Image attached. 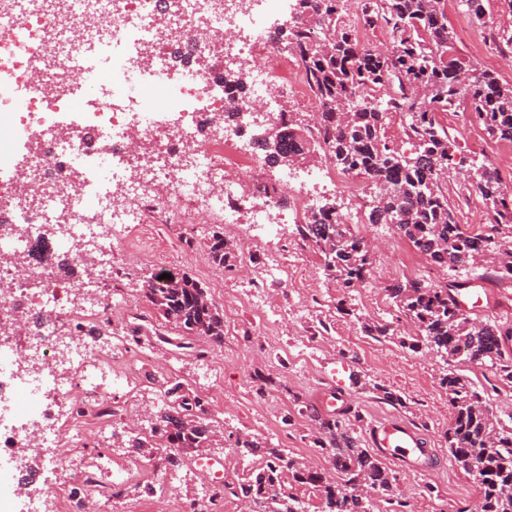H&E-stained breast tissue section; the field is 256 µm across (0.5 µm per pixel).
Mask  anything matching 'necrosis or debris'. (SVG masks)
Instances as JSON below:
<instances>
[{
	"label": "necrosis or debris",
	"mask_w": 512,
	"mask_h": 512,
	"mask_svg": "<svg viewBox=\"0 0 512 512\" xmlns=\"http://www.w3.org/2000/svg\"><path fill=\"white\" fill-rule=\"evenodd\" d=\"M0 0V141L37 135L25 153L43 192L31 196L18 174L0 177V301L37 318L35 328L0 336V467L14 468L34 447H81L83 423L59 425L76 404L98 405L130 383L114 357L123 341L100 349L84 335L86 316L112 310L108 297L114 243L145 223L151 197L165 191L172 208L223 211L229 233L246 225L273 244L282 222L320 199L302 181L333 178L361 208L375 204L367 175L318 169L282 171V195L264 194L250 175L264 166L255 106L275 114L283 96L308 112L321 103L293 53L265 24L282 0ZM83 42L65 65L45 52L50 31ZM37 396L27 412L20 394ZM61 481L100 492L137 479L143 466L101 458L93 469L61 466Z\"/></svg>",
	"instance_id": "1"
}]
</instances>
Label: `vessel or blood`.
Masks as SVG:
<instances>
[{"label": "vessel or blood", "mask_w": 512, "mask_h": 512, "mask_svg": "<svg viewBox=\"0 0 512 512\" xmlns=\"http://www.w3.org/2000/svg\"><path fill=\"white\" fill-rule=\"evenodd\" d=\"M368 445L403 467L413 470L432 467L430 453L421 435L401 419L391 417L373 425L368 435Z\"/></svg>", "instance_id": "b4317fda"}]
</instances>
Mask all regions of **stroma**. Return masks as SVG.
<instances>
[{"label": "stroma", "mask_w": 512, "mask_h": 512, "mask_svg": "<svg viewBox=\"0 0 512 512\" xmlns=\"http://www.w3.org/2000/svg\"><path fill=\"white\" fill-rule=\"evenodd\" d=\"M486 16L476 21L460 0H443L448 29L454 38L449 50L471 64L495 72L499 80L512 84V55L492 58L479 39L485 27L512 30V0H484ZM437 119L447 128L458 164L447 179L448 200L456 207L462 223L479 229L487 222L479 200L467 189L461 173L471 159L492 160L504 187L512 190V158L496 154L497 141L481 126L465 122L459 113L441 112ZM211 221L201 230L183 224H144L129 241L116 243L112 256L114 288L126 301L124 313L103 327V338L113 341L131 335L138 325L135 312L147 314L150 325L140 333L143 346L151 348L155 365L141 368L136 390L130 399L137 408L130 423L95 428L89 440L94 453L74 458V465L92 464L98 453L126 461L130 455L121 442L130 428H148L151 413L160 404V395L169 381L179 379L186 387L202 392L210 401V412L226 439L222 447L208 449L210 459L224 461L233 445L232 434L249 431L268 438L289 455L322 465L326 459L317 451L315 433L309 418L296 416L295 424L283 427L286 410L305 405L322 410L325 397L333 392L345 394L357 420L352 429L358 445H365L374 423L397 417L421 432L431 449L433 470L419 471L396 467L397 490L417 512H456L472 505L477 492L471 479L452 462L445 434L452 417L448 395L440 385L447 369L484 385L493 375L486 366L471 364L466 357L445 363L427 347L410 349L399 344V337L414 335L410 321L401 315L385 292L394 281L420 279L447 283V271L433 265L390 224H355L351 230L371 246L372 267H385L381 281L365 284L344 294L326 276L318 253L299 255L301 246L294 224L283 226L273 246L248 238L238 253L233 269H202L199 259L208 253L212 232L221 230ZM170 258L171 272L188 273L199 279L211 298L224 310V342L210 348L206 356L177 347L176 332L153 314L143 290L148 280L160 273L155 250ZM287 257L294 273V285L267 281L259 300L247 298L251 277L262 272L272 260ZM488 265H473L460 274L473 291L483 298L479 319L495 320L512 328V279L492 277ZM286 310L288 316L278 324L276 337L266 336L260 316L267 306ZM377 320L391 323L397 341L376 340L364 335L361 323ZM137 331V330H136ZM399 395L401 404L382 398L383 390ZM151 498L152 512H162L169 499L183 502L200 498L202 472L195 458H186L178 469L164 472ZM436 487V497H428L427 486Z\"/></svg>", "instance_id": "35a3bbf8"}]
</instances>
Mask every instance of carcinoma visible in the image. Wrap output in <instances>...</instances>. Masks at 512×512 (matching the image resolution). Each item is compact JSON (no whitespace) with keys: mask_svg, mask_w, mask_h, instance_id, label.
<instances>
[{"mask_svg":"<svg viewBox=\"0 0 512 512\" xmlns=\"http://www.w3.org/2000/svg\"><path fill=\"white\" fill-rule=\"evenodd\" d=\"M442 0H363L364 24L387 28L392 51L382 54L358 47L341 21L339 0H295L297 18L274 31L277 43L295 52L307 84L323 106L319 123L325 140L312 139L311 129L298 124L287 104L283 126L258 142L267 165L293 167L298 155L315 146L337 169L364 173L377 189L371 224H393L435 265L456 272L483 259L484 253L507 255L503 267L512 269V252L501 250L500 228L512 225V203L494 164L471 162L468 185L490 215L491 231L476 233L459 222L448 202L444 178L454 167L448 130L436 120L438 112H454L467 105L469 114L487 134L512 142V85L488 70L448 55L452 40ZM319 38L309 37L311 29ZM404 115L406 135L416 150L415 161L403 156L385 135L387 113ZM303 244L320 253L324 271L345 292L364 283L370 258L364 239L336 221V211L319 208L296 225ZM213 266H233L236 255L218 231L208 245ZM464 284H434L424 280L397 282L386 287L389 298L416 326L423 343L452 362L464 353L469 362L489 364L495 379L512 384V355L501 340L512 334L492 320L473 319L454 299ZM147 302L164 323L191 341L224 343V312L206 289L187 273L154 275L144 289ZM375 339L392 338L389 323L361 322ZM448 391L453 419L448 428V451L457 467L475 484L483 512H512V423H501L490 411L488 392L451 370L441 378ZM209 401L170 382L165 401L150 422L149 431L127 440L136 456L152 458L164 441L166 448L194 454L224 441L209 418ZM327 451L331 473L318 471L301 458L255 434L241 432L234 447L260 457L257 464L235 471L215 497L233 496L250 512H308L317 500L319 512H375L374 501L405 507L395 501L397 477L377 453L355 446L346 422L314 412L310 415ZM369 494L358 495L356 486Z\"/></svg>","mask_w":512,"mask_h":512,"instance_id":"1","label":"carcinoma"}]
</instances>
